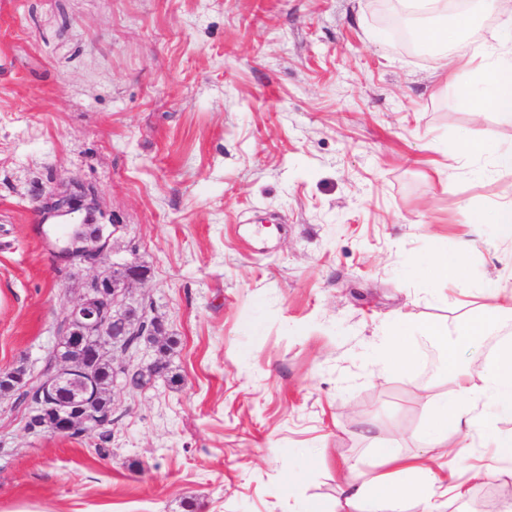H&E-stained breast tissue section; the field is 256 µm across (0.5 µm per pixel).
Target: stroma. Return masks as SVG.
Listing matches in <instances>:
<instances>
[{"label":"stroma","mask_w":512,"mask_h":512,"mask_svg":"<svg viewBox=\"0 0 512 512\" xmlns=\"http://www.w3.org/2000/svg\"><path fill=\"white\" fill-rule=\"evenodd\" d=\"M481 54L498 15L466 0ZM474 117L434 55L400 48L371 0H0V369L34 380L92 277L144 266L174 344L146 387L115 386L109 439L27 430L0 394V512H334L346 465L426 446L442 354L381 379L404 326L477 317L512 288V241L467 213L512 202V169L461 138ZM94 193L122 225L95 266L58 262L66 226L34 197ZM470 243L464 277L425 260ZM473 338L480 376L507 332ZM512 472L442 512H505ZM488 153L492 156V165L496 168H512V146L500 147L490 143H470L467 140L461 141L458 147L448 151V166L453 168L464 157Z\"/></svg>","instance_id":"1"}]
</instances>
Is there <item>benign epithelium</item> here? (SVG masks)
I'll list each match as a JSON object with an SVG mask.
<instances>
[{"label": "benign epithelium", "mask_w": 512, "mask_h": 512, "mask_svg": "<svg viewBox=\"0 0 512 512\" xmlns=\"http://www.w3.org/2000/svg\"><path fill=\"white\" fill-rule=\"evenodd\" d=\"M94 198L83 194L51 192L36 197V211L41 223L56 221L84 208L91 210ZM122 225H99L77 238L69 237L56 252V258L67 264L94 265L111 249V240L121 231ZM123 277L110 285L104 276L91 280L93 287L85 290L79 301L65 315V323L83 330L88 336L85 354L78 360L59 364L53 376L45 380L32 411L56 413L57 420L51 433L72 437L80 431L93 432L106 429L116 423L112 417L102 418L86 403L91 395L93 369L99 356L110 352H130V340L140 342L144 336H163L165 326L161 319L149 313L152 306L142 304L139 308L126 306L127 289L141 284L146 276L135 262L122 265ZM67 385L72 390V400L65 405L56 401L57 389Z\"/></svg>", "instance_id": "7a95c632"}]
</instances>
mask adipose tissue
Wrapping results in <instances>:
<instances>
[{"instance_id":"obj_1","label":"adipose tissue","mask_w":512,"mask_h":512,"mask_svg":"<svg viewBox=\"0 0 512 512\" xmlns=\"http://www.w3.org/2000/svg\"><path fill=\"white\" fill-rule=\"evenodd\" d=\"M408 14L426 18L415 35L424 44L436 46L440 60H451L458 86L467 90L465 105L477 115L491 111L512 120V0H494L502 18L505 39L482 55L467 51L464 34L472 25L470 15H460L444 24L435 17L445 15L443 0H400ZM450 395L438 398L429 409L426 421L427 447L448 455L469 458V437L480 424H488L492 413H512V341H502L481 381H473L467 370L458 367L455 350H443ZM383 470L364 476L350 473L343 487V500L336 512H405L408 499H418L422 512H439L444 494L460 499L467 495L464 483L456 476L447 480L430 477V492H420L412 479L421 472L415 458L398 449L382 446L378 450Z\"/></svg>"}]
</instances>
